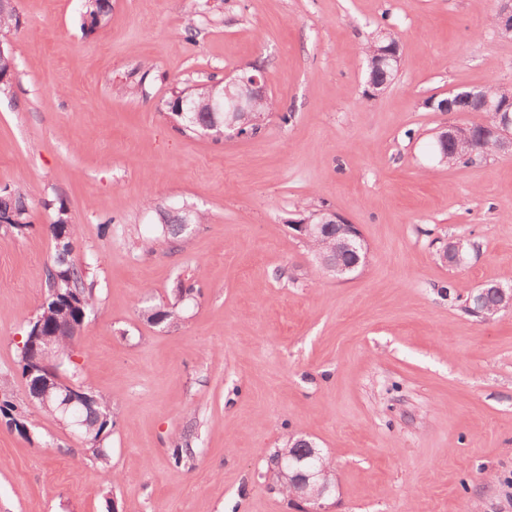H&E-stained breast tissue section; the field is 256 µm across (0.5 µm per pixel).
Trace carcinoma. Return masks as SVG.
Masks as SVG:
<instances>
[{
    "mask_svg": "<svg viewBox=\"0 0 512 512\" xmlns=\"http://www.w3.org/2000/svg\"><path fill=\"white\" fill-rule=\"evenodd\" d=\"M112 12V4L107 0H84L83 15L90 28L97 29L105 26ZM381 46L378 40H371L364 49L367 62L366 75L378 82H390L394 73L386 67L379 66L377 48ZM482 95L490 97L500 105L509 109L512 107V87L500 85H485ZM184 96L195 108L198 118L211 125L209 134L218 141L224 136V113L211 112L210 87L204 86L192 92L178 87L172 88L165 106H171V100ZM467 112L481 115L470 126L477 129L483 125L494 126L499 115L483 109V100L479 98L466 101L461 105ZM45 206L55 209V219L49 225L48 232L53 242L52 264L47 269V296L41 306L37 319L43 322L44 328L51 333L49 338L53 355L59 360L70 357L73 336L77 335L84 319L94 307L91 292L84 287V271L73 260V247L77 241L76 225L68 217L64 202L50 200ZM10 209L15 213L16 220L8 221L13 228H22L30 223V205L25 193L20 190L0 189V209ZM184 214H174L164 211L161 214V233L170 242H175L185 235L182 230ZM147 322L161 325L170 322L176 316L174 308L168 305L146 307L142 311ZM77 432L82 435L85 447L97 460L104 459L101 442L107 436V429L112 425V409L103 397L97 396L88 406L77 412Z\"/></svg>",
    "mask_w": 512,
    "mask_h": 512,
    "instance_id": "cac0c4a2",
    "label": "carcinoma"
}]
</instances>
